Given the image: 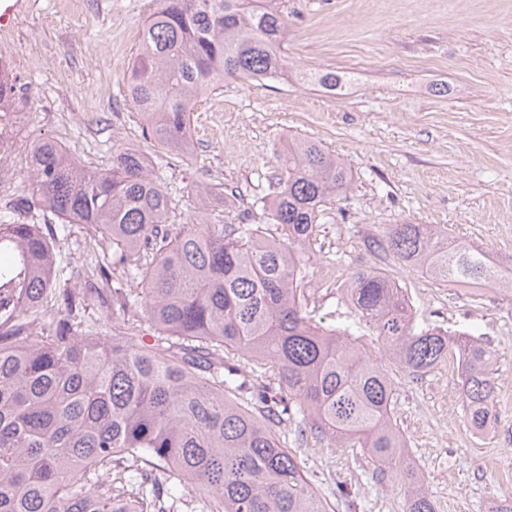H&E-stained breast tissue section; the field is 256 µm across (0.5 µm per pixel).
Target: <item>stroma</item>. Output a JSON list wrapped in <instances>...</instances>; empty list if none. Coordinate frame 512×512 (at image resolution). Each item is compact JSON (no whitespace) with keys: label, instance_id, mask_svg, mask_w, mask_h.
Returning <instances> with one entry per match:
<instances>
[{"label":"stroma","instance_id":"1","mask_svg":"<svg viewBox=\"0 0 512 512\" xmlns=\"http://www.w3.org/2000/svg\"><path fill=\"white\" fill-rule=\"evenodd\" d=\"M154 0H23L0 59L9 62L14 112L27 116L0 210L28 191L29 148L58 142L81 165L104 170L116 149L147 154L124 74ZM285 53L294 75L227 82L191 110L193 148L165 172L169 221L192 223L199 183L240 189L224 221L260 219L280 186L278 149L288 137L318 140L352 169L347 194L319 217L313 321L345 328L378 362L373 328L341 295L349 274L377 261L369 248L387 225L434 224L450 236L512 258V0H286ZM333 70L337 92L296 71ZM413 305L414 328L465 331L495 357L493 418L479 436L462 410L457 358L413 379L399 368L394 420L405 462L424 481L435 512H491L512 494V291L465 296L394 269ZM330 512H406L395 475L376 479L359 448L322 444L296 452Z\"/></svg>","mask_w":512,"mask_h":512}]
</instances>
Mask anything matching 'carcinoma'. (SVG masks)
<instances>
[{"label":"carcinoma","instance_id":"carcinoma-1","mask_svg":"<svg viewBox=\"0 0 512 512\" xmlns=\"http://www.w3.org/2000/svg\"><path fill=\"white\" fill-rule=\"evenodd\" d=\"M281 0H156L128 69L141 134L166 152L192 150V104L219 81L275 80L288 70ZM280 191L263 224L168 223L172 200L152 161L112 151L86 170L54 140L30 151L31 198L57 224L0 213V275L26 273L13 321L0 325V512H328L300 471L294 441L361 448L378 465L404 459L395 383L347 331L306 312L319 208L353 173L324 146L288 138ZM203 205L224 189L199 185ZM85 230L86 258L63 262L61 229ZM377 248L431 279L512 287L482 248L431 224H391ZM343 294L421 377L458 356L467 423L490 424L496 392L488 350L465 333L412 331L408 296L377 266ZM125 316L120 331L86 315L92 302ZM150 322L154 343L134 336ZM40 325V334L33 333ZM245 367L228 365L229 355ZM408 512H434L403 470Z\"/></svg>","mask_w":512,"mask_h":512}]
</instances>
